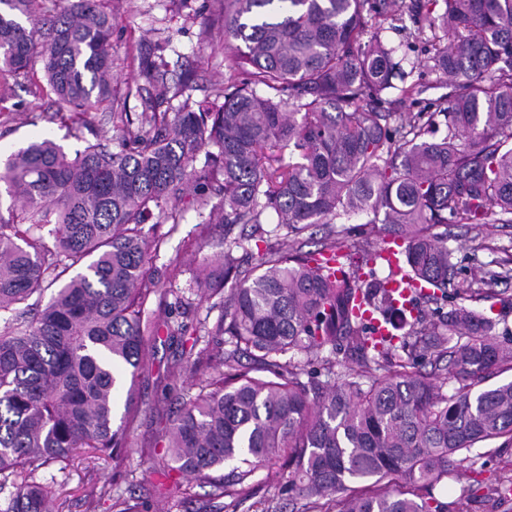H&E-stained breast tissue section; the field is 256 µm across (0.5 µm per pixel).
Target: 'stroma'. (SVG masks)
<instances>
[{
  "label": "stroma",
  "mask_w": 512,
  "mask_h": 512,
  "mask_svg": "<svg viewBox=\"0 0 512 512\" xmlns=\"http://www.w3.org/2000/svg\"><path fill=\"white\" fill-rule=\"evenodd\" d=\"M102 7L113 16V74L120 89L130 90V97L74 122L59 111L52 94L34 98V87L43 82L41 66H34L25 79L0 74V162L39 133L71 155L90 142L115 150V130L123 115L138 116L154 104L155 93L140 68L142 56L162 58L173 75L190 76L192 96L197 100L209 95L214 83L237 81V72L224 59L217 0H188L179 9L171 0H103ZM178 210L179 224L155 228L162 243L150 271L158 291L147 309L158 319L183 320L185 337L177 344L162 331L147 335L145 363L137 380L141 410L121 462L77 457L67 469L52 465L38 473V480L53 482L59 512H112L113 498L130 495L142 499L147 512H200L209 499L207 482H191L184 474L162 469V427L178 408L195 373L193 351L208 346L206 330L222 316L213 301L191 291L188 273L176 278L168 274L173 262H184L189 268L212 259L217 252L213 246L195 247L208 213L199 210L194 193L183 195ZM448 248L457 264L455 287H475L482 272L512 260V224H486L476 229L467 224L449 225ZM180 297L190 303L183 314L175 308ZM472 454L477 458L475 467L462 468L441 482L434 490L435 497L448 504L467 497L466 512H512V500H500L493 492L506 461H512V446L495 441L473 449ZM287 474L284 467L259 468L238 496L225 498L224 512H262L267 506L305 512L302 501H286L281 496ZM103 484L108 485L110 496L89 505L87 492Z\"/></svg>",
  "instance_id": "stroma-1"
}]
</instances>
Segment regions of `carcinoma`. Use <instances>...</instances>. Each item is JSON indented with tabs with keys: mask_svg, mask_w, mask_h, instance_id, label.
<instances>
[{
	"mask_svg": "<svg viewBox=\"0 0 512 512\" xmlns=\"http://www.w3.org/2000/svg\"><path fill=\"white\" fill-rule=\"evenodd\" d=\"M219 2L239 82L207 102L188 95L172 114L141 113L120 129L117 152L89 143L72 157L43 138L0 170L10 199L0 311L63 281L32 319L0 331V485L16 481L4 512H54L35 475L79 448L121 461L146 335L186 332L145 317L159 247L145 224L179 223L192 184L197 206L217 213L204 239L273 212L270 233L295 247L268 246L244 267L233 255L249 248L241 236L193 278L224 307L208 335L218 345L229 336L232 350L197 353L201 377L164 429L167 467L197 477L231 467L213 483L220 500L284 459V495L308 512H449L433 490L462 454L512 445V381L487 385L512 370V346L462 302L411 319L405 303L454 285L448 234L436 227L512 224V0H409L400 14L392 0ZM405 15L412 41H386ZM111 36L99 0H59L55 15L39 0H0V71L26 77L41 57L46 87L33 95L53 94L74 120L116 98ZM416 42L427 46L422 63L409 59ZM408 62L448 78V94L418 105ZM149 79L170 92L167 71L152 67ZM394 90L417 109H391ZM439 116L446 133L434 138ZM285 147L295 159L284 161ZM356 214L404 240L402 273L379 277L378 251L341 263L349 228L337 220ZM317 224L322 248L302 251ZM375 321L403 334L377 337ZM451 336L461 342L450 348ZM340 351L358 368L336 373Z\"/></svg>",
	"mask_w": 512,
	"mask_h": 512,
	"instance_id": "1",
	"label": "carcinoma"
}]
</instances>
